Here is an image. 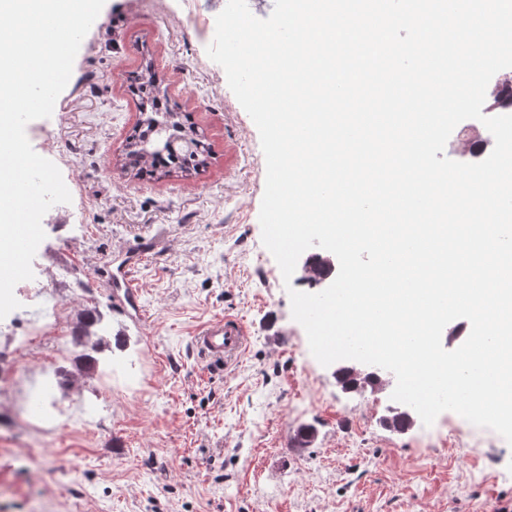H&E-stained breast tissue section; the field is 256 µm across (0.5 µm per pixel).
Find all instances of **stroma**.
Returning a JSON list of instances; mask_svg holds the SVG:
<instances>
[{
  "instance_id": "obj_1",
  "label": "stroma",
  "mask_w": 512,
  "mask_h": 512,
  "mask_svg": "<svg viewBox=\"0 0 512 512\" xmlns=\"http://www.w3.org/2000/svg\"><path fill=\"white\" fill-rule=\"evenodd\" d=\"M225 2L105 0L51 117L27 126L72 200L48 211L34 277L0 320L15 380L0 395V512H503V437L451 411L387 431L395 376L346 393L311 354L288 295L308 286L284 282L262 244L259 131L206 53ZM147 66L211 147L196 172L158 179L123 166L142 118L130 86ZM115 267L130 269L143 321L123 308ZM94 311L110 365L86 373L70 338ZM55 314L54 337L36 339ZM225 315L248 329L227 366L194 342ZM61 366L82 387L67 395L71 414L20 426ZM301 424L317 429L305 448Z\"/></svg>"
}]
</instances>
